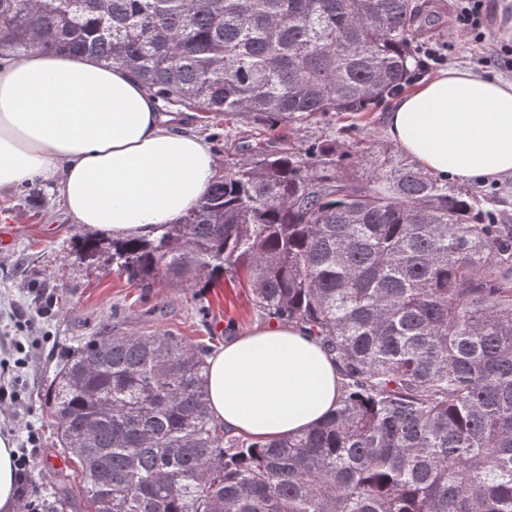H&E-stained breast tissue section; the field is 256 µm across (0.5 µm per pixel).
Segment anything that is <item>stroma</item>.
<instances>
[{
	"label": "stroma",
	"instance_id": "stroma-1",
	"mask_svg": "<svg viewBox=\"0 0 512 512\" xmlns=\"http://www.w3.org/2000/svg\"><path fill=\"white\" fill-rule=\"evenodd\" d=\"M429 8L438 25L420 43L438 50L444 67L512 78V68L494 54L504 44L495 27L478 40L457 30L455 0H430ZM385 116L382 109L367 113L355 132L349 131L345 115L287 125L283 132L299 148L325 140L342 148L355 139L389 147L393 141ZM182 120L188 131L203 134L224 171L246 160L240 142H254L265 130L252 116L209 130L203 129L199 113H183ZM89 233L72 222L57 192L42 181L0 190V385L12 394L0 404V434L9 435L17 452L30 460L20 481L26 491L55 475L80 484L78 466L56 451V427L44 394L61 359L102 323L124 331L169 330L215 348L234 331L268 321L247 290L225 277L201 295L167 280L147 291L105 262H78L73 247ZM202 305L207 314H199Z\"/></svg>",
	"mask_w": 512,
	"mask_h": 512
}]
</instances>
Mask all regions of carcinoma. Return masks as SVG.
Listing matches in <instances>:
<instances>
[{"label":"carcinoma","instance_id":"cac0c4a2","mask_svg":"<svg viewBox=\"0 0 512 512\" xmlns=\"http://www.w3.org/2000/svg\"><path fill=\"white\" fill-rule=\"evenodd\" d=\"M434 26L420 0H0V56H93L207 121L272 132L378 111ZM277 140L246 145L155 238L74 252L145 289L244 272L262 314L335 355L336 408L298 436L227 438L204 347L104 324L45 391L85 512H512V224L384 146ZM352 157L366 176L343 172ZM74 508L53 483L17 512Z\"/></svg>","mask_w":512,"mask_h":512}]
</instances>
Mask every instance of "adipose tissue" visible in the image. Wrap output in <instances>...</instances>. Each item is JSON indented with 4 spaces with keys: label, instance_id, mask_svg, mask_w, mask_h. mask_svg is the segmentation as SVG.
Returning a JSON list of instances; mask_svg holds the SVG:
<instances>
[{
    "label": "adipose tissue",
    "instance_id": "ef3b65f1",
    "mask_svg": "<svg viewBox=\"0 0 512 512\" xmlns=\"http://www.w3.org/2000/svg\"><path fill=\"white\" fill-rule=\"evenodd\" d=\"M387 130L436 176L512 177V80L439 71L393 104ZM218 176L204 139L161 112L129 71L43 52L0 64V189L37 178L55 187L73 223L152 238ZM208 365L213 417L253 440L297 434L340 397L334 355L279 320L229 337Z\"/></svg>",
    "mask_w": 512,
    "mask_h": 512
}]
</instances>
